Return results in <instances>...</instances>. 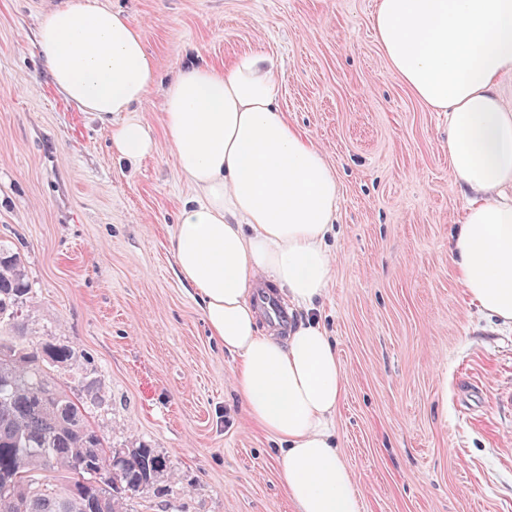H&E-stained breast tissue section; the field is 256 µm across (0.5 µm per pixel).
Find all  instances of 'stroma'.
<instances>
[{
	"label": "stroma",
	"mask_w": 512,
	"mask_h": 512,
	"mask_svg": "<svg viewBox=\"0 0 512 512\" xmlns=\"http://www.w3.org/2000/svg\"><path fill=\"white\" fill-rule=\"evenodd\" d=\"M67 0H0V242L32 284L29 338L113 448H156L171 473L132 512H296L279 444L256 429L237 361L174 272L170 238L193 189L163 127L189 63L262 51L279 100L336 171L332 278L316 317L346 394L336 444L362 512H512V324L471 304L450 240L467 200L450 181L448 116L389 75L377 0H100L145 39L156 81L137 112L158 148L118 160L119 115L53 87L34 33Z\"/></svg>",
	"instance_id": "obj_1"
}]
</instances>
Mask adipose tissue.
I'll list each match as a JSON object with an SVG mask.
<instances>
[{
    "label": "adipose tissue",
    "instance_id": "adipose-tissue-1",
    "mask_svg": "<svg viewBox=\"0 0 512 512\" xmlns=\"http://www.w3.org/2000/svg\"><path fill=\"white\" fill-rule=\"evenodd\" d=\"M388 70L448 115L454 186L469 193L451 239L473 304L512 322V0H378L370 18ZM38 47L53 85L89 112L121 114L112 152H155L136 114L156 73L141 31L98 0L45 14ZM276 66L255 51L224 68L181 70L165 93L164 128L195 196L172 237L174 269L193 290L208 331L237 360L250 419L281 446L280 471L298 512H361L354 477L334 443L344 382L319 320L262 332L257 285L309 311L333 270L334 168L278 104Z\"/></svg>",
    "mask_w": 512,
    "mask_h": 512
}]
</instances>
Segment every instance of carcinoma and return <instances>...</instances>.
Segmentation results:
<instances>
[{"label":"carcinoma","instance_id":"obj_1","mask_svg":"<svg viewBox=\"0 0 512 512\" xmlns=\"http://www.w3.org/2000/svg\"><path fill=\"white\" fill-rule=\"evenodd\" d=\"M32 294L20 253L0 243V512H129L128 502L169 474L166 457L140 445L121 449L119 482L97 476L115 453L87 420L55 369L76 362L59 340L24 338Z\"/></svg>","mask_w":512,"mask_h":512}]
</instances>
